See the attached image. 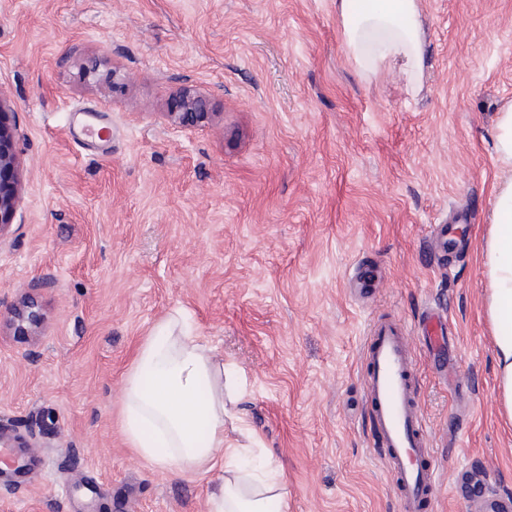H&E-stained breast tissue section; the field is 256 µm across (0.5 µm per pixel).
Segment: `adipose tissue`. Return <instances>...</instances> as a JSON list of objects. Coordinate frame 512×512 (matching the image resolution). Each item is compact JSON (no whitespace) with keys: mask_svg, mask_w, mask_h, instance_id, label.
<instances>
[{"mask_svg":"<svg viewBox=\"0 0 512 512\" xmlns=\"http://www.w3.org/2000/svg\"><path fill=\"white\" fill-rule=\"evenodd\" d=\"M349 60L366 79L393 74L407 92L422 88L427 27L422 0H333ZM499 183L480 257L486 279L500 415L512 423V104L499 114ZM154 385L145 388V375ZM238 371L193 334L182 311L156 322L123 384L122 430L131 448L162 469L200 473L224 461L209 512H288L277 461L256 454L259 437L243 417Z\"/></svg>","mask_w":512,"mask_h":512,"instance_id":"obj_1","label":"adipose tissue"}]
</instances>
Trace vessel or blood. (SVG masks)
Here are the masks:
<instances>
[{"mask_svg":"<svg viewBox=\"0 0 512 512\" xmlns=\"http://www.w3.org/2000/svg\"><path fill=\"white\" fill-rule=\"evenodd\" d=\"M441 373L454 370L452 337L429 333ZM370 367L363 389L379 451L394 476L404 512H426L436 497L439 468L426 422L417 408L416 364L404 326L375 320L364 345Z\"/></svg>","mask_w":512,"mask_h":512,"instance_id":"obj_1","label":"vessel or blood"}]
</instances>
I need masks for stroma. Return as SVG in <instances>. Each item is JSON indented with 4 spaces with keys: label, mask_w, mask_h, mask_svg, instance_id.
Returning a JSON list of instances; mask_svg holds the SVG:
<instances>
[{
    "label": "stroma",
    "mask_w": 512,
    "mask_h": 512,
    "mask_svg": "<svg viewBox=\"0 0 512 512\" xmlns=\"http://www.w3.org/2000/svg\"><path fill=\"white\" fill-rule=\"evenodd\" d=\"M423 88L365 80L332 0H0V89L21 189L0 233V512H207L222 465L162 472L126 443L122 380L173 310L240 369V408L282 465L288 512H401L362 390L373 320L408 328L441 487L512 494L477 242L503 173L512 0H423ZM209 117L180 126L183 90ZM100 109L107 143L74 141ZM466 216L453 253L433 225ZM34 300L42 326L13 320ZM457 338L458 399L417 328ZM497 161L503 170L512 172V104L499 113L495 131Z\"/></svg>",
    "instance_id": "1"
}]
</instances>
